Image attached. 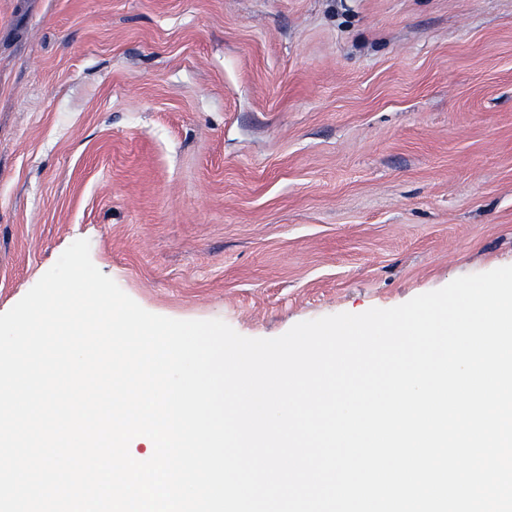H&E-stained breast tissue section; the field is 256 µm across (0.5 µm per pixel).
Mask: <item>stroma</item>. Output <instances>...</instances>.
Masks as SVG:
<instances>
[{
	"label": "stroma",
	"mask_w": 512,
	"mask_h": 512,
	"mask_svg": "<svg viewBox=\"0 0 512 512\" xmlns=\"http://www.w3.org/2000/svg\"><path fill=\"white\" fill-rule=\"evenodd\" d=\"M82 238L250 338L512 265V0H0V313Z\"/></svg>",
	"instance_id": "35a3bbf8"
}]
</instances>
